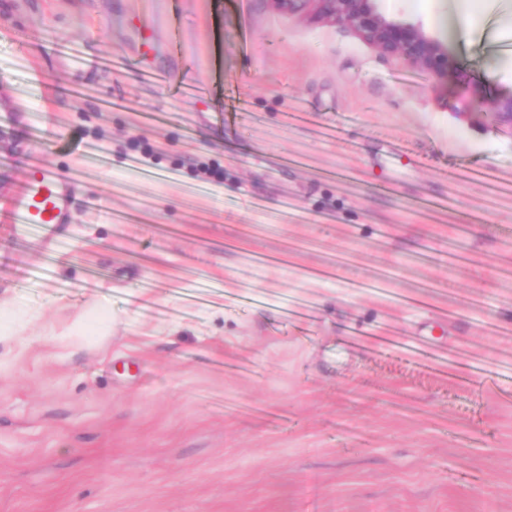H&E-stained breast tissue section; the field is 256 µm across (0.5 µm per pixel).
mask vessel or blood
<instances>
[{
  "label": "vessel or blood",
  "instance_id": "1",
  "mask_svg": "<svg viewBox=\"0 0 512 512\" xmlns=\"http://www.w3.org/2000/svg\"><path fill=\"white\" fill-rule=\"evenodd\" d=\"M74 199L72 180L40 163L35 174L7 199L6 206L12 223L37 229L67 223Z\"/></svg>",
  "mask_w": 512,
  "mask_h": 512
}]
</instances>
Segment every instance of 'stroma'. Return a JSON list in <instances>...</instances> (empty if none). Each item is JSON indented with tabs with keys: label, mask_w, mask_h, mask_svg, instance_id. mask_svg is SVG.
<instances>
[{
	"label": "stroma",
	"mask_w": 512,
	"mask_h": 512,
	"mask_svg": "<svg viewBox=\"0 0 512 512\" xmlns=\"http://www.w3.org/2000/svg\"><path fill=\"white\" fill-rule=\"evenodd\" d=\"M379 8L459 73L271 0H0V202L38 161L78 200L37 233L0 209V309L26 313L0 340V512H512V129L486 107L512 0ZM216 18L224 83L182 97ZM100 133L159 175L77 174ZM101 304L107 332L58 340Z\"/></svg>",
	"instance_id": "1"
}]
</instances>
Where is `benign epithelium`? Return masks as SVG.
Returning <instances> with one entry per match:
<instances>
[{
	"label": "benign epithelium",
	"mask_w": 512,
	"mask_h": 512,
	"mask_svg": "<svg viewBox=\"0 0 512 512\" xmlns=\"http://www.w3.org/2000/svg\"><path fill=\"white\" fill-rule=\"evenodd\" d=\"M285 13L311 11L322 20L348 27L380 55L422 69L444 81L459 68L448 44L436 38L420 23L385 16L379 0H271ZM491 114L512 128V95L490 102Z\"/></svg>",
	"instance_id": "7a95c632"
}]
</instances>
